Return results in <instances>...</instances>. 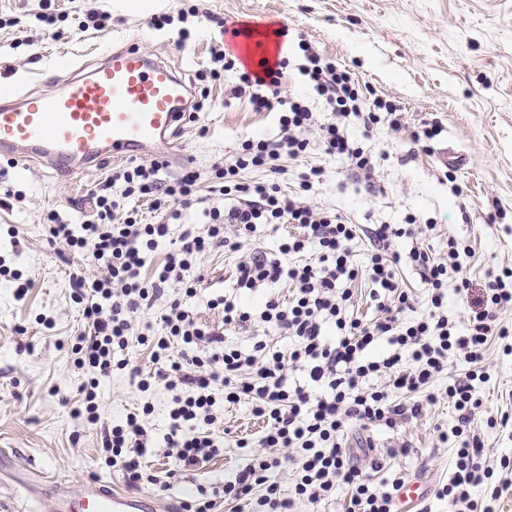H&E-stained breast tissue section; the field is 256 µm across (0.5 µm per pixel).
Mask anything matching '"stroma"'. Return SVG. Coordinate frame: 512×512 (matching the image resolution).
<instances>
[{
	"label": "stroma",
	"instance_id": "35a3bbf8",
	"mask_svg": "<svg viewBox=\"0 0 512 512\" xmlns=\"http://www.w3.org/2000/svg\"><path fill=\"white\" fill-rule=\"evenodd\" d=\"M180 38L178 25L156 29L155 16L176 14L182 0H0V81L24 91H60L74 71L112 49L134 44L168 63L207 98L182 136L192 167L208 171L236 151L247 136L275 138L278 117L253 111L246 100L231 98L230 80L199 82L209 69L211 51L224 35L216 19L255 21L261 33L287 27L289 65L280 79L285 96H302L313 111L324 102L300 75L297 43L306 38L333 57L367 87L400 104L409 126L429 122L440 130L430 146L408 132L379 125L364 136L353 124L350 135L372 154V184L352 175L337 157L312 150L286 161L283 190L294 189L306 167L324 168L312 203L336 210L355 224L434 225L429 240L436 251L455 237L471 245L468 261L474 286L490 273L512 267V0H197ZM56 15L45 26L41 12ZM110 17L104 30H81L88 13ZM115 161L74 176L52 175L40 164L0 157V257L19 270L30 286L17 296L16 285L0 281V512H54L52 491L61 483L78 493L96 480L127 491L121 467L106 465L99 437L79 415L78 389L88 378L76 367L72 344L87 322L72 297L71 274L82 259L52 243L48 212L62 222L79 223L83 196L115 168ZM49 316L52 328L39 325ZM491 380L483 389L486 411L512 414V355L488 351ZM103 426L150 405L155 437L166 431L171 394L163 387L140 392L126 372L114 371L99 388ZM453 412L441 403L396 430L375 431L374 441L388 471L419 482L422 501L399 504V512H448L434 490L448 478L449 445L437 440V426ZM223 454L203 466L176 468L163 448H152L143 463L157 475L172 471L168 490L148 485L143 494L159 499L169 512L183 502L222 501L225 473L244 465L241 437L257 439L262 422L247 404L224 409ZM42 475L41 496L29 504L19 479Z\"/></svg>",
	"mask_w": 512,
	"mask_h": 512
}]
</instances>
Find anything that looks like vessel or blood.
Wrapping results in <instances>:
<instances>
[{
	"instance_id": "vessel-or-blood-1",
	"label": "vessel or blood",
	"mask_w": 512,
	"mask_h": 512,
	"mask_svg": "<svg viewBox=\"0 0 512 512\" xmlns=\"http://www.w3.org/2000/svg\"><path fill=\"white\" fill-rule=\"evenodd\" d=\"M191 90L165 63L127 45L108 52L58 93L0 97V156L23 152L55 172L79 173L99 162L149 154L166 144L167 166L189 155L180 140ZM57 512H157L147 496L91 482L78 496L55 487Z\"/></svg>"
}]
</instances>
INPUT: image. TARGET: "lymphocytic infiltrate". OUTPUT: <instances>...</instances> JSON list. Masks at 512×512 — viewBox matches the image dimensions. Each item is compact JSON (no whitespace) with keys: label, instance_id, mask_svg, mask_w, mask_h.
Wrapping results in <instances>:
<instances>
[{"label":"lymphocytic infiltrate","instance_id":"obj_1","mask_svg":"<svg viewBox=\"0 0 512 512\" xmlns=\"http://www.w3.org/2000/svg\"><path fill=\"white\" fill-rule=\"evenodd\" d=\"M298 47L299 72L330 106L329 118L319 119L303 101L281 97L287 59L257 74L214 46L211 78L236 74L232 97L248 99L254 111L277 113V138L242 140L207 174L187 168L167 180L154 160L113 171L89 190V213L76 226L47 214L51 238L101 270L100 276L71 281L89 322L72 346L77 364L93 372L79 388L86 422L98 425V388L113 370L127 371L143 392L163 386L172 394L163 442L178 466L190 468L220 454L214 431L221 410L244 402L263 430L256 442H236L258 452L224 480V500L235 512H294L299 502L321 504L341 486L349 495L347 512H396L404 478L385 475L373 432L420 417L444 398L455 416L438 440L454 448L448 479L435 497L453 512H497L499 501L512 493V457L484 460L475 419L483 405L480 388L491 379L485 363L490 345L512 352V327L499 319L512 310V268L501 269L476 297L463 265L473 255L466 242L449 239L447 251L438 253L425 242L432 225L367 227L311 205L306 194L324 177L316 166L300 173L298 191L283 193L284 159L304 157L315 145L342 158L356 176L372 179V156L349 136L350 123L367 131L382 122L395 132L406 129L394 101L367 96L358 79L311 43L302 40ZM249 170L262 172V180H246ZM117 183L123 190L116 196ZM203 184L212 204L197 224L187 221L185 211ZM136 199L150 205L156 222L143 223L130 206ZM262 224L275 231L289 224L294 231L269 255L247 246ZM170 240L175 246L164 261L148 268L151 254ZM359 241L369 246L362 269L352 260ZM219 247L239 256L237 291L261 289L265 297L253 310L236 294L215 296L207 302V320L187 301L205 280L202 259ZM406 259L427 290L420 312L400 273ZM282 286L287 295L279 294ZM361 294L375 310L371 319L352 312ZM452 299L468 305L467 320L449 311ZM160 300L162 333L139 331V314ZM258 322L274 329L277 339H259L246 349L228 342L227 332H247ZM281 337L287 346H278ZM135 344L148 350L152 369L130 362L127 352ZM452 361L464 366L462 375L448 377ZM151 413L143 406L100 433L107 461L121 466L133 487L160 482L142 471L153 446ZM286 460L297 467L285 488L269 473Z\"/></svg>","mask_w":512,"mask_h":512}]
</instances>
